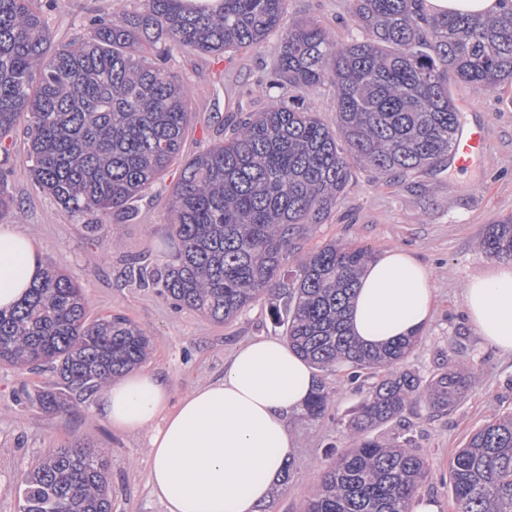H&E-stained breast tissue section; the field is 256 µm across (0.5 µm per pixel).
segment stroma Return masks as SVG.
Here are the masks:
<instances>
[{"label": "stroma", "instance_id": "obj_1", "mask_svg": "<svg viewBox=\"0 0 512 512\" xmlns=\"http://www.w3.org/2000/svg\"><path fill=\"white\" fill-rule=\"evenodd\" d=\"M136 5L137 0L38 3L56 43L88 31L97 18ZM351 8L352 0H289L288 16L316 18L339 37L350 39L360 34ZM278 49L279 39L274 36L238 55L170 53L167 66L192 101L184 152L222 141L225 124L239 112L270 106V98L257 88L266 80ZM448 89L460 121L481 124L485 130V150L474 166L423 171L402 183L355 170L331 218L316 225L302 242L307 251L330 242L353 243L376 253L402 248L429 268L437 296L435 314L421 329L404 366L426 377L451 354L472 362L478 381L447 414H432L417 403L400 422L375 428L372 435L411 438L432 472L421 496L434 502L439 512H454L448 465L456 449L493 418L512 412V353L486 343L470 327L463 305L466 282L493 264L479 247L486 225L512 216V85L479 91L452 80ZM0 172L18 212L16 218L5 219V226L27 234L43 262L53 264L82 288L91 316L121 314L147 333L151 353L140 369L169 382L171 404H178L194 387L223 376L227 360L241 343L280 336L268 302H259L230 323H217L193 310H176L156 289L129 280V264L161 262L173 249L168 206L177 171L154 183L139 202L135 219L116 221L118 238L111 248L36 187L28 173L23 136L0 150ZM324 380L333 391L325 417L315 423L298 413L288 420L296 445L293 474L271 500L269 512H302L328 460L330 445L344 443L343 420L361 402L374 377L365 375L352 385L345 370L339 369ZM58 383L48 367L29 372L0 365V512H20L16 487L24 472L52 449L75 439L108 458L112 512H166L149 483L147 431H113L98 413V395L73 392L76 407L56 414L16 402L20 387L54 388Z\"/></svg>", "mask_w": 512, "mask_h": 512}]
</instances>
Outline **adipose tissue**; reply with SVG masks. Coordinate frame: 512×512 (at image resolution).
Wrapping results in <instances>:
<instances>
[{
    "mask_svg": "<svg viewBox=\"0 0 512 512\" xmlns=\"http://www.w3.org/2000/svg\"><path fill=\"white\" fill-rule=\"evenodd\" d=\"M432 15L494 16L512 0H424ZM43 264L32 241L0 229V308L18 303ZM463 300L471 327L512 352V261L467 281ZM434 291L426 266L402 249L372 260L351 299L348 323L365 343L380 345L421 329L432 317ZM316 379L287 341L242 344L217 381L169 407L163 378L137 372L110 384L99 399L113 429H149V481L167 512H259L282 485L294 450L288 418L299 412Z\"/></svg>",
    "mask_w": 512,
    "mask_h": 512,
    "instance_id": "obj_1",
    "label": "adipose tissue"
}]
</instances>
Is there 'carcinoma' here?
<instances>
[{
    "instance_id": "1",
    "label": "carcinoma",
    "mask_w": 512,
    "mask_h": 512,
    "mask_svg": "<svg viewBox=\"0 0 512 512\" xmlns=\"http://www.w3.org/2000/svg\"><path fill=\"white\" fill-rule=\"evenodd\" d=\"M423 0H354L360 37L343 41L316 18L285 22L288 0H138L95 21L91 31L51 47L36 0H0V147L26 117L29 176L93 236L112 214H131L171 167L176 247L155 266L134 262L128 277L181 309L226 323L265 296L284 338L313 368L379 376L344 428L351 447L331 453L304 512H414L428 461L373 428L413 402L433 413L455 407L478 379L454 357L427 379L400 369L418 333L384 346L351 336L347 309L371 249L302 240L340 204L352 167L402 181L448 162L460 127L448 76L477 90L512 82V10L473 19L428 16ZM279 34L263 112L238 120L224 141L188 159L181 143L190 96L161 58L177 49L226 54ZM336 93V127L310 97ZM17 215L0 182V219ZM484 253L512 259V217L487 225ZM150 339L123 315L90 320L81 288L48 269L28 297L0 310V364L49 365L56 389L22 391L44 413L71 407L69 390L93 392L141 364ZM323 381L305 405L322 419ZM455 512H512V414L494 419L453 455ZM107 462L79 440L55 448L19 486L21 512H111Z\"/></svg>"
}]
</instances>
